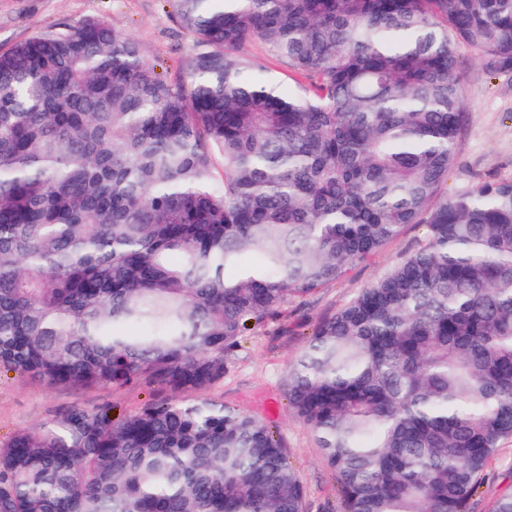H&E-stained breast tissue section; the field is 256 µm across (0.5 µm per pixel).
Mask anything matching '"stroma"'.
Listing matches in <instances>:
<instances>
[{"label":"stroma","mask_w":512,"mask_h":512,"mask_svg":"<svg viewBox=\"0 0 512 512\" xmlns=\"http://www.w3.org/2000/svg\"><path fill=\"white\" fill-rule=\"evenodd\" d=\"M98 18L139 41L149 63L165 79L183 69L191 40L177 23L169 0H0V51L41 28ZM246 53L259 74L282 90L298 94L305 79L290 78L284 65L260 42ZM467 118L456 146V159L442 186L461 193L485 182L512 180V71L490 72L469 47H461ZM423 224L405 225L400 234L346 277L290 303L260 329L248 333L207 398L263 418L288 450V458L306 489V512H331L338 501L337 483L326 469L311 431L289 409L288 369L306 348L314 326L333 316L363 288L383 277L426 240ZM157 392L137 388L55 387L0 370V445L17 432L79 406L111 405L113 413L131 414ZM512 493V440L504 441L488 461L485 479L474 498V512H492L496 500Z\"/></svg>","instance_id":"35a3bbf8"}]
</instances>
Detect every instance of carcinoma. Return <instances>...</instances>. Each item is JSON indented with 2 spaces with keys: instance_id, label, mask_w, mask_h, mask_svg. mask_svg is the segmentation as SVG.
Wrapping results in <instances>:
<instances>
[{
  "instance_id": "carcinoma-1",
  "label": "carcinoma",
  "mask_w": 512,
  "mask_h": 512,
  "mask_svg": "<svg viewBox=\"0 0 512 512\" xmlns=\"http://www.w3.org/2000/svg\"><path fill=\"white\" fill-rule=\"evenodd\" d=\"M173 2V81L95 18L0 51V369L175 394L17 433L0 512H305L271 427L201 393L407 224L425 243L316 325L288 403L341 512H471L512 439V181L441 187L459 45L512 71V0ZM256 40L304 94L254 77Z\"/></svg>"
}]
</instances>
